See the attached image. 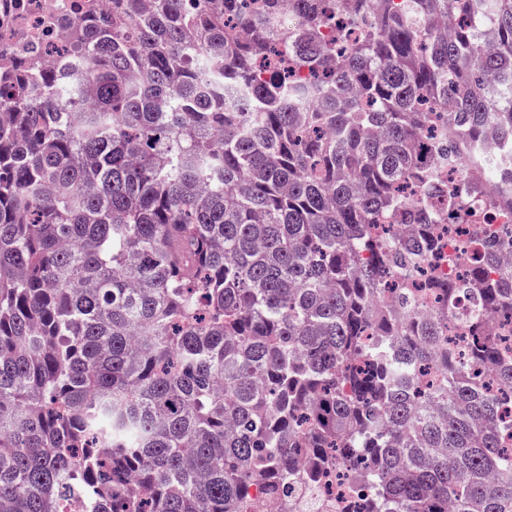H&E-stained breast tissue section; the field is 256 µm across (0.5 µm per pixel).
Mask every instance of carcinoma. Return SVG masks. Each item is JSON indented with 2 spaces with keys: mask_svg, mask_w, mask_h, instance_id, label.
<instances>
[{
  "mask_svg": "<svg viewBox=\"0 0 512 512\" xmlns=\"http://www.w3.org/2000/svg\"><path fill=\"white\" fill-rule=\"evenodd\" d=\"M191 2L0 80V512H293L347 459L360 512H512V272L490 247L425 314L411 279L448 212L512 211L419 141L481 169L492 124L512 163V0H379L345 55L367 0ZM445 151L440 148L433 152L436 157L437 167L441 170L444 177L447 176L448 183L452 186H463L470 175V165L465 162L460 156L455 157L450 165L445 156Z\"/></svg>",
  "mask_w": 512,
  "mask_h": 512,
  "instance_id": "obj_1",
  "label": "carcinoma"
}]
</instances>
